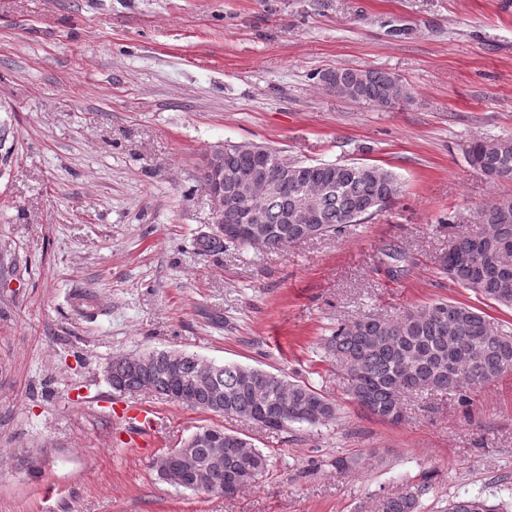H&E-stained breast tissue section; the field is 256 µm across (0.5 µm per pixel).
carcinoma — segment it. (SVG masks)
<instances>
[{"label":"carcinoma","mask_w":512,"mask_h":512,"mask_svg":"<svg viewBox=\"0 0 512 512\" xmlns=\"http://www.w3.org/2000/svg\"><path fill=\"white\" fill-rule=\"evenodd\" d=\"M321 82L337 93L380 108H393L409 100L401 79L383 69L336 67L321 75ZM265 156L269 165L282 161L300 186L308 189L315 205L317 228L291 220L293 201L286 194L263 195L249 202L260 214L266 232V247L280 249L305 241L312 235L340 233L351 224H361L382 206L400 195L401 185L389 169L369 163H305L290 159L282 151L255 143L224 144L225 179H244L254 171V162ZM469 163L496 182H512V137L477 141L466 150ZM481 224L475 233H456L442 270L458 285L483 299L512 307V197L494 198L477 211ZM200 245L208 252L228 246H246L243 240L204 234ZM470 254L473 262L458 267L453 256ZM326 352L349 376L350 394L364 410L377 418L400 423L405 415L404 397L413 392L453 394L461 404L470 395L502 373L512 370V336L495 328L477 308L448 301L406 312L398 319L375 313L339 325L327 340ZM170 351H150V371L155 387L168 391L172 376L198 378L191 407L219 415L240 416L273 431H288L296 425L323 426L336 419L337 406L303 381L257 367L235 363L216 365L210 374L197 376L196 363L187 358L175 366ZM128 356L112 362L123 364L112 377L118 393L141 387L139 372L124 368ZM221 391L222 405L212 407L215 389ZM224 441V461L213 462L214 448L204 443L186 445L197 468L209 480L232 495L252 484L268 471L269 458L248 440L221 428L201 427ZM430 476L404 492L382 498L378 512H417L419 499L429 488ZM444 512H500V507L481 496H454Z\"/></svg>","instance_id":"obj_1"}]
</instances>
